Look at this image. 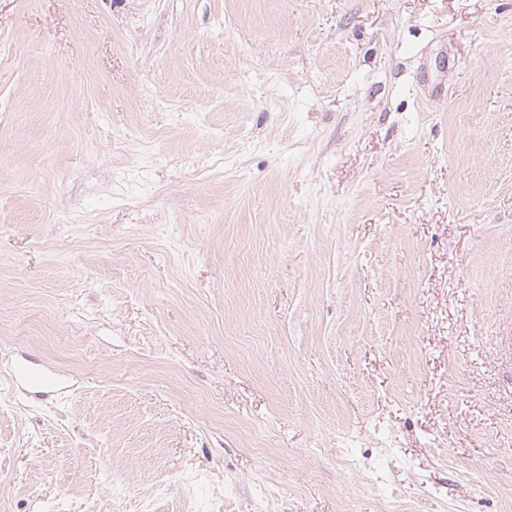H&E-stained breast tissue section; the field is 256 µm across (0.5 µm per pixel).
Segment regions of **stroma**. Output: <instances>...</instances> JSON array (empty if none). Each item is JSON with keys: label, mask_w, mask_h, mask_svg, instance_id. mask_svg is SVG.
<instances>
[{"label": "stroma", "mask_w": 512, "mask_h": 512, "mask_svg": "<svg viewBox=\"0 0 512 512\" xmlns=\"http://www.w3.org/2000/svg\"><path fill=\"white\" fill-rule=\"evenodd\" d=\"M0 512H512V0H0ZM13 380L23 390L41 396H49L61 392L64 381L54 372L32 366L27 359H19L14 364Z\"/></svg>", "instance_id": "obj_1"}]
</instances>
